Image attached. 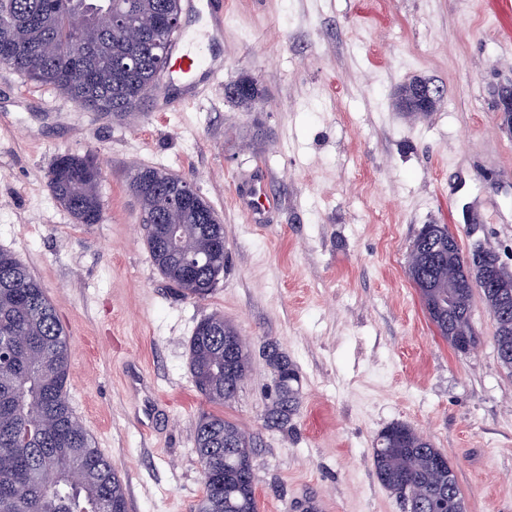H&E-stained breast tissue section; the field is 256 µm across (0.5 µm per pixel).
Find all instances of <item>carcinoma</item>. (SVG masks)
<instances>
[{
  "instance_id": "cac0c4a2",
  "label": "carcinoma",
  "mask_w": 512,
  "mask_h": 512,
  "mask_svg": "<svg viewBox=\"0 0 512 512\" xmlns=\"http://www.w3.org/2000/svg\"><path fill=\"white\" fill-rule=\"evenodd\" d=\"M179 0H0V55L9 52L10 69L37 84L56 89L77 106L114 117L140 110V89L158 82L167 68L165 42L175 29ZM155 16L160 26L145 30L141 20ZM227 98L250 112L263 90L242 73L226 85ZM85 155L58 156L48 188L78 224L101 220L100 180L88 171ZM190 187L180 176L142 166L130 188L141 203L146 245L155 268L183 298L202 300L224 273V248L215 250L201 232L212 225L208 203L181 206L172 192ZM178 224L177 250L200 253L205 264L189 281L159 242V226ZM413 246L426 257L448 254V233L417 237ZM409 277L445 280L461 291L466 279L448 277V264L419 262ZM209 335L193 333L188 364L195 388L209 403L224 405L236 395L230 372H248L250 354L239 350L224 366V338L238 335L224 315L200 321ZM69 338L40 282L13 253L0 250V512H123L126 494L112 459L95 448L82 421L66 399ZM267 361L279 389L268 408L267 425L284 427L299 405L297 373L288 356L270 348ZM373 454L378 481L415 502V512H430L448 497L459 512L465 501L457 476L441 468L444 453L421 441L405 424L385 428ZM195 448L204 494L195 512H257L254 441L221 414L203 413L195 427Z\"/></svg>"
}]
</instances>
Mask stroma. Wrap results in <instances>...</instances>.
Here are the masks:
<instances>
[{
    "label": "stroma",
    "instance_id": "stroma-1",
    "mask_svg": "<svg viewBox=\"0 0 512 512\" xmlns=\"http://www.w3.org/2000/svg\"><path fill=\"white\" fill-rule=\"evenodd\" d=\"M181 28L213 41L219 79L180 80L177 105L114 118L0 68V250L40 281L70 342L66 396L112 460L128 512H193L202 497L201 413L255 442L258 512H298L306 490L331 512H408L380 485L372 450L403 423L453 464L466 512H512V371L481 297L475 351H454L407 272L425 224L512 269V0H197ZM264 99L224 95L240 72ZM442 91L428 114L395 109L412 78ZM95 152L102 218L76 223L48 189L57 155ZM149 166L191 180L224 225L212 295L183 299L153 267L130 191ZM263 184L270 202L250 207ZM223 314L249 371L229 406L205 401L188 364L200 320ZM298 369L287 430L266 426L274 381L264 348Z\"/></svg>",
    "mask_w": 512,
    "mask_h": 512
}]
</instances>
